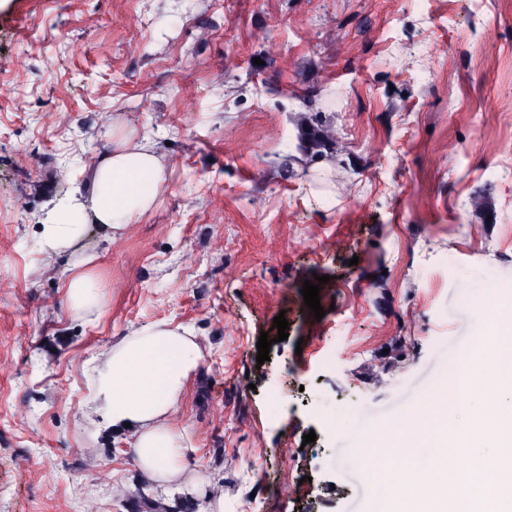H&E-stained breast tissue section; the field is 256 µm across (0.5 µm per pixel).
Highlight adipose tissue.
Masks as SVG:
<instances>
[{
	"mask_svg": "<svg viewBox=\"0 0 512 512\" xmlns=\"http://www.w3.org/2000/svg\"><path fill=\"white\" fill-rule=\"evenodd\" d=\"M155 145L122 141L103 155L84 191L42 225V245L53 255L73 245L86 225L113 237L125 235L155 205L165 181ZM203 358L191 327L158 322L133 331L100 353L96 399L114 429L127 430L143 474L152 481L185 486L192 478L181 462L177 420L183 392Z\"/></svg>",
	"mask_w": 512,
	"mask_h": 512,
	"instance_id": "1",
	"label": "adipose tissue"
}]
</instances>
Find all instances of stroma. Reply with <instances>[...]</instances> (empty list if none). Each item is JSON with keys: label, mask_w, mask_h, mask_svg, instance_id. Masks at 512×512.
I'll return each instance as SVG.
<instances>
[{"label": "stroma", "mask_w": 512, "mask_h": 512, "mask_svg": "<svg viewBox=\"0 0 512 512\" xmlns=\"http://www.w3.org/2000/svg\"><path fill=\"white\" fill-rule=\"evenodd\" d=\"M145 133L154 208L46 257L47 211ZM505 291L512 0H0V512H204L217 482L224 512H365L360 422L429 405ZM161 321L207 346L182 491L94 401L97 354ZM96 288L91 277L87 273L75 275L67 285V294L71 307L80 311L98 301Z\"/></svg>", "instance_id": "1"}]
</instances>
